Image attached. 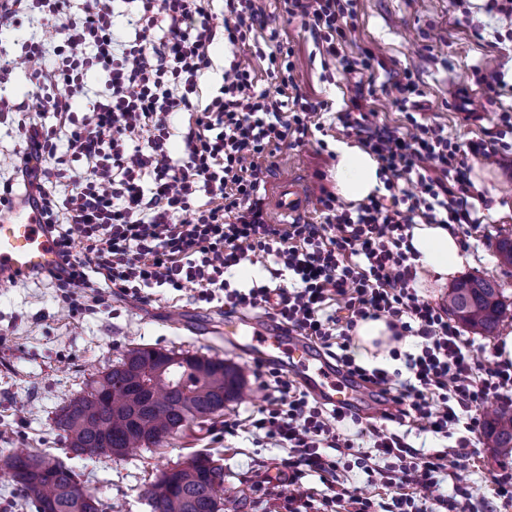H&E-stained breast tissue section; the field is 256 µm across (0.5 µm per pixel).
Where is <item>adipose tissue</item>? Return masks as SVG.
Here are the masks:
<instances>
[{
	"label": "adipose tissue",
	"mask_w": 512,
	"mask_h": 512,
	"mask_svg": "<svg viewBox=\"0 0 512 512\" xmlns=\"http://www.w3.org/2000/svg\"><path fill=\"white\" fill-rule=\"evenodd\" d=\"M336 151V189L346 201L362 202L382 187L379 165L371 154L347 144L338 145ZM410 234L414 263L423 283L444 285L472 263L471 255L448 225L416 224Z\"/></svg>",
	"instance_id": "adipose-tissue-1"
}]
</instances>
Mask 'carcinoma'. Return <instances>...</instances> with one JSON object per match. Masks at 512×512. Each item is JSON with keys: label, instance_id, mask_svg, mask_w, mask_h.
Returning <instances> with one entry per match:
<instances>
[{"label": "carcinoma", "instance_id": "obj_1", "mask_svg": "<svg viewBox=\"0 0 512 512\" xmlns=\"http://www.w3.org/2000/svg\"><path fill=\"white\" fill-rule=\"evenodd\" d=\"M512 305L497 282L480 277L448 289V312L462 325L492 336ZM243 388L239 370L219 358L141 346L93 379L55 414L68 450L79 457L123 458L132 448L160 447L173 434L224 411ZM494 452L512 456V409L484 420ZM6 477L36 512H104V504L63 460L42 452H0ZM224 469L199 453L166 465L145 491L150 512H224Z\"/></svg>", "mask_w": 512, "mask_h": 512}]
</instances>
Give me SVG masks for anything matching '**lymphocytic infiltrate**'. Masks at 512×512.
Instances as JSON below:
<instances>
[{
	"label": "lymphocytic infiltrate",
	"instance_id": "f902f5d3",
	"mask_svg": "<svg viewBox=\"0 0 512 512\" xmlns=\"http://www.w3.org/2000/svg\"><path fill=\"white\" fill-rule=\"evenodd\" d=\"M115 0H6L0 31L22 20L37 26L19 42L28 97L8 92L10 60L0 47V119L13 148L0 171V200L25 198L39 210L57 260L49 279L70 313L94 311L104 294L151 299L156 288L193 285L195 299L226 310H270L278 325L319 345L395 409L361 428L365 487L338 470L352 450L340 423L350 411L327 408L278 369L251 416L257 440L284 449L277 462L293 493L288 512H497L512 503V476L493 479V495L473 505L462 478L477 451L482 406L512 403V364L496 362L464 339L441 307L419 299L408 232L426 224L479 226L471 202L472 158L484 140L452 141L442 127L411 120L406 131L373 127L356 91L339 120L380 166L384 195L352 207L330 191L317 199V224H273L264 207L263 164L280 146L311 143L327 103L294 90L293 50L270 36L262 88L244 60L203 93L217 39L246 42L261 25L258 0H124L130 29L114 35ZM289 17L310 26L344 75L373 68L375 55L350 58L340 48L355 0H285ZM104 89L80 106L89 72ZM179 152H172V139ZM274 264V286L233 287L241 262ZM386 318L394 339L416 336V353L392 350L404 368L357 364L351 350L359 321ZM446 438L427 452L407 428ZM317 475L320 488L305 487ZM451 480L453 496L436 495Z\"/></svg>",
	"mask_w": 512,
	"mask_h": 512
}]
</instances>
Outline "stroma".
<instances>
[{
	"mask_svg": "<svg viewBox=\"0 0 512 512\" xmlns=\"http://www.w3.org/2000/svg\"><path fill=\"white\" fill-rule=\"evenodd\" d=\"M485 4L486 0H357L343 49L352 57L369 49L381 61L380 67L361 77L375 124L399 130L408 126L405 113L392 108L391 100L394 81L409 70L422 92V118L463 144L491 139L500 113H512V18L487 13ZM259 6L267 30L278 31L293 49L301 92L330 106L322 116L327 150L314 143L282 147L268 159L264 180L271 185L281 175H293L305 182L314 198L321 190L335 191L337 159L329 150L357 142L337 119L353 96L354 85L334 59L322 54L307 27L289 19L284 0H260ZM255 50L251 41L233 46L217 40L208 84L221 85L225 66L236 56L250 61L259 82H266V64ZM478 72L499 75L510 91L488 102L485 87L475 81ZM494 150L490 160L472 163L471 177L486 204L478 209L482 224L469 239L473 262L466 274L496 280L512 298V265L502 264L495 250L499 236L512 235V135ZM194 296L188 287L138 302L116 292L94 313L71 315L49 280L27 276L0 288V451L44 450L63 458L112 512H149L145 491L159 468L208 453L224 465L225 512H286L288 481L274 467L283 451L257 445L246 427L248 416L267 395V367L245 362L226 345V311L196 302ZM144 345L223 359L240 369L244 397L160 448H140L112 460L68 454L62 432L53 426L56 412L81 395L98 373ZM228 421L237 425L234 434L224 432ZM477 446L480 457L465 480L479 500L491 497L493 476L512 474V457L496 456L484 434Z\"/></svg>",
	"mask_w": 512,
	"mask_h": 512,
	"instance_id": "stroma-1",
	"label": "stroma"
}]
</instances>
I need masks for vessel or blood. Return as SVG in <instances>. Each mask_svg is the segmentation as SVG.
Wrapping results in <instances>:
<instances>
[{
    "label": "vessel or blood",
    "mask_w": 512,
    "mask_h": 512,
    "mask_svg": "<svg viewBox=\"0 0 512 512\" xmlns=\"http://www.w3.org/2000/svg\"><path fill=\"white\" fill-rule=\"evenodd\" d=\"M309 206L308 193L298 179L278 180L269 201L276 216L295 220L304 216ZM55 260V247L36 207L27 202L0 205V284L51 267ZM224 335L245 361L278 366L324 403L349 409L361 406L365 385L337 369L333 360L297 333L270 322L244 330L232 317L224 322Z\"/></svg>",
    "instance_id": "1"
}]
</instances>
